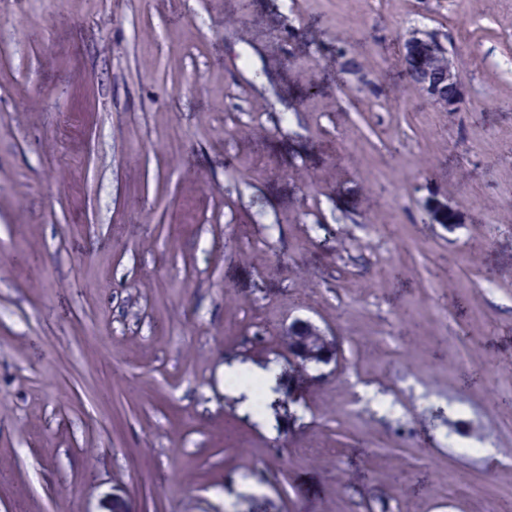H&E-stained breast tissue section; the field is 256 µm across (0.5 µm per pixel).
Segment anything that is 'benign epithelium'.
<instances>
[{"label":"benign epithelium","instance_id":"benign-epithelium-1","mask_svg":"<svg viewBox=\"0 0 512 512\" xmlns=\"http://www.w3.org/2000/svg\"><path fill=\"white\" fill-rule=\"evenodd\" d=\"M403 61L431 102L450 112L464 101L459 67L448 48L434 34L412 29L403 39ZM280 338L288 361L307 372L336 360L337 337L309 319L296 318L286 325Z\"/></svg>","mask_w":512,"mask_h":512}]
</instances>
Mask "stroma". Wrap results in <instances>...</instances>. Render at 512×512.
<instances>
[{"label": "stroma", "mask_w": 512, "mask_h": 512, "mask_svg": "<svg viewBox=\"0 0 512 512\" xmlns=\"http://www.w3.org/2000/svg\"><path fill=\"white\" fill-rule=\"evenodd\" d=\"M0 512H512V0H0ZM403 61L418 85L436 106L457 112L464 92L459 67L448 48L434 34L412 29L403 39ZM280 338L288 361L306 373L336 362L337 337L309 319H294L283 328Z\"/></svg>", "instance_id": "stroma-1"}]
</instances>
